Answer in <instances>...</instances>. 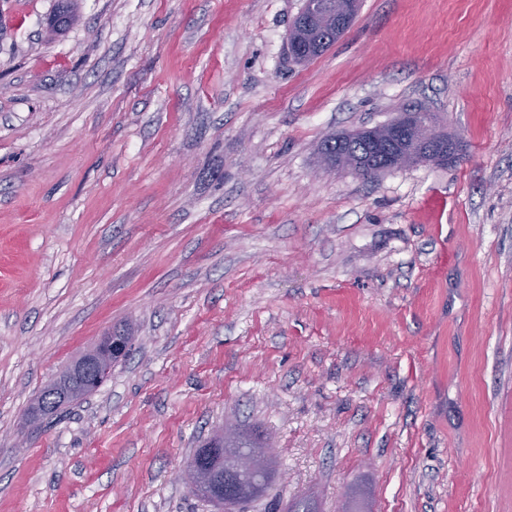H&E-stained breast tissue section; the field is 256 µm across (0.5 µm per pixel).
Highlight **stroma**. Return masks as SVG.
Wrapping results in <instances>:
<instances>
[{
	"label": "stroma",
	"instance_id": "obj_1",
	"mask_svg": "<svg viewBox=\"0 0 512 512\" xmlns=\"http://www.w3.org/2000/svg\"><path fill=\"white\" fill-rule=\"evenodd\" d=\"M302 5L77 0L52 35L0 0V512H217L184 468L228 425L275 441L246 512H512V0H360L296 64ZM414 105L455 162L324 172ZM128 344V341L112 339L111 329L77 361L66 365L59 373L65 374L78 369L88 375L86 384L81 389L71 391L68 397L80 398L97 390L109 375L107 362L112 361V358H116L114 363L119 361L118 357L123 354Z\"/></svg>",
	"mask_w": 512,
	"mask_h": 512
}]
</instances>
